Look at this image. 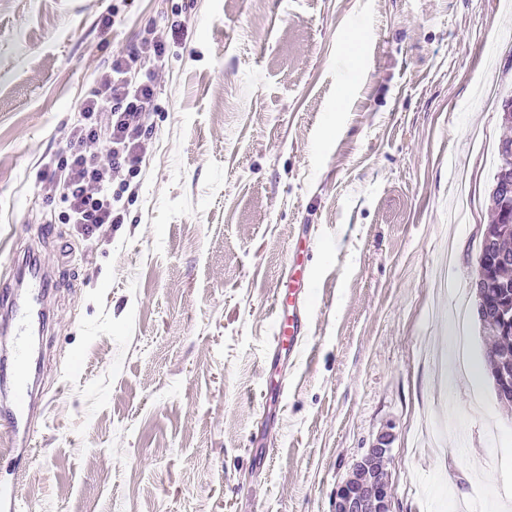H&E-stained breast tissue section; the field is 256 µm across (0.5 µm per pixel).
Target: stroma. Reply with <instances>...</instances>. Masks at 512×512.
<instances>
[{"instance_id":"35a3bbf8","label":"stroma","mask_w":512,"mask_h":512,"mask_svg":"<svg viewBox=\"0 0 512 512\" xmlns=\"http://www.w3.org/2000/svg\"><path fill=\"white\" fill-rule=\"evenodd\" d=\"M174 21L123 223H64L37 173ZM509 98L512 0H0V282L30 253L51 276L37 446L0 481L26 512H331L387 433L393 512H512V408L450 316ZM304 325L299 320L298 316H292L288 322V328L283 324L282 318L278 322L277 330L273 337V342L276 346H288V350H297L302 342V332Z\"/></svg>"}]
</instances>
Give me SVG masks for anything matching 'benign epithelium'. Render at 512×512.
<instances>
[{"mask_svg":"<svg viewBox=\"0 0 512 512\" xmlns=\"http://www.w3.org/2000/svg\"><path fill=\"white\" fill-rule=\"evenodd\" d=\"M500 168L489 191L488 204L499 223L479 225L480 245L473 282L475 313L483 334L501 336L512 330V303L503 298L492 300L493 289L509 288L512 273V250L505 238L512 234V138L499 144ZM499 402L512 403V357L506 355L488 367ZM389 437L377 443L358 460L347 478L336 489L333 512H392Z\"/></svg>","mask_w":512,"mask_h":512,"instance_id":"7a95c632","label":"benign epithelium"}]
</instances>
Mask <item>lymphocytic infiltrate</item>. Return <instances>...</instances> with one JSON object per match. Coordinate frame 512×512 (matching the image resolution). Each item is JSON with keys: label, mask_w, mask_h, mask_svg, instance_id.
<instances>
[{"label": "lymphocytic infiltrate", "mask_w": 512, "mask_h": 512, "mask_svg": "<svg viewBox=\"0 0 512 512\" xmlns=\"http://www.w3.org/2000/svg\"><path fill=\"white\" fill-rule=\"evenodd\" d=\"M165 53L163 37L143 41L135 50L140 68L116 58L100 75L92 96L81 103L68 151L40 175L43 189L67 202V223H122L118 203L150 148L146 120Z\"/></svg>", "instance_id": "lymphocytic-infiltrate-1"}]
</instances>
